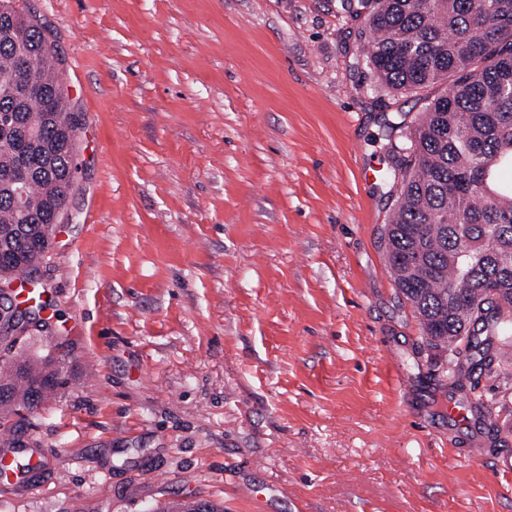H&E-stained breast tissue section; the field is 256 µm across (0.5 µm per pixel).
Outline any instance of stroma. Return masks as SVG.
I'll list each match as a JSON object with an SVG mask.
<instances>
[{
  "mask_svg": "<svg viewBox=\"0 0 512 512\" xmlns=\"http://www.w3.org/2000/svg\"><path fill=\"white\" fill-rule=\"evenodd\" d=\"M19 4L79 129L16 347L68 375L24 427L56 470L0 512H512V367L455 388L386 261L435 89L380 88L344 0Z\"/></svg>",
  "mask_w": 512,
  "mask_h": 512,
  "instance_id": "1",
  "label": "stroma"
}]
</instances>
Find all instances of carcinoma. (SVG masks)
Instances as JSON below:
<instances>
[{
    "label": "carcinoma",
    "mask_w": 512,
    "mask_h": 512,
    "mask_svg": "<svg viewBox=\"0 0 512 512\" xmlns=\"http://www.w3.org/2000/svg\"><path fill=\"white\" fill-rule=\"evenodd\" d=\"M0 0V280H34L75 173L77 125L59 83V58L35 20ZM366 24V65L384 88L444 87L413 123L398 122L399 205L387 257L426 343L448 351L455 382L501 366L512 347V0H347ZM26 92L14 83L28 71ZM29 172L25 199L15 180ZM24 313L0 307V345L15 348ZM479 329L470 346L460 344ZM0 447L22 443L11 424L56 398L66 375L47 353L0 361ZM470 412L493 428L483 396Z\"/></svg>",
    "instance_id": "obj_1"
}]
</instances>
